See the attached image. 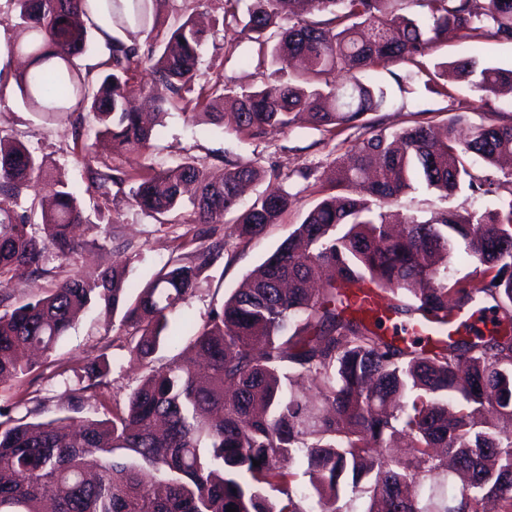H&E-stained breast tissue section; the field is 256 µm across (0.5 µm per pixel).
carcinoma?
Listing matches in <instances>:
<instances>
[{
  "instance_id": "obj_1",
  "label": "carcinoma",
  "mask_w": 512,
  "mask_h": 512,
  "mask_svg": "<svg viewBox=\"0 0 512 512\" xmlns=\"http://www.w3.org/2000/svg\"><path fill=\"white\" fill-rule=\"evenodd\" d=\"M151 0H14L26 38L10 46L29 67L17 78L23 104L46 120L67 119L90 187L104 197L130 182L128 199L160 224L177 221L183 188L200 224L233 216L241 236L278 223L292 195L283 189L240 208L241 189L256 181L255 161H226L211 175L192 160L139 177L96 161L87 137L116 151L146 153L157 132L127 107L133 92L154 110L163 104L202 110L213 119L229 100L237 134L286 129L306 112L331 132L359 126L369 136L334 158L339 194L310 208L301 224L244 287L196 325L179 306L196 289L215 247L195 259L165 264L136 295L117 269L94 279L74 273L19 305L0 296V380L31 371L28 352H50L78 312L94 306L121 314L130 326V357L144 379L104 419H79L111 370L104 354L73 370L90 395L70 413L29 420L0 407V512H349L366 494V512H512V172L493 168L512 156V121L470 125L460 137L448 122L437 136L418 123L397 134L363 118L385 105L380 87L357 73L395 63L419 66L452 31L463 42L512 41V0H421L428 23L401 13L406 0H225L224 23L257 44L271 68L260 84L239 89L224 75L200 86L198 64L208 33L191 18L161 35L150 25ZM323 13L322 21L307 16ZM136 26L154 40L148 54L113 34ZM108 47L100 85L73 68L89 47V31ZM341 74V81L329 79ZM438 93L448 79L463 82L479 102L504 85L512 69L462 57L437 64ZM163 86L158 98L147 85ZM21 143L0 138V285L71 263L74 224L88 218L68 182ZM50 199L22 206L34 179ZM421 180L447 198L465 187L497 201L484 210L440 209L427 221L399 220L392 210ZM474 274L452 279L458 251ZM375 288L386 310L438 335L430 347L396 343L380 324L355 314L352 289ZM189 342L194 357L155 367L160 344ZM298 373L309 399L286 388ZM408 439L406 455L383 453L388 438ZM260 465L253 466V461ZM462 483L440 491L448 462ZM308 476L295 485L296 469Z\"/></svg>"
}]
</instances>
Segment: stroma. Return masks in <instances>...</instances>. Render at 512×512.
<instances>
[{"label": "stroma", "instance_id": "35a3bbf8", "mask_svg": "<svg viewBox=\"0 0 512 512\" xmlns=\"http://www.w3.org/2000/svg\"><path fill=\"white\" fill-rule=\"evenodd\" d=\"M224 7L225 0H155L154 13L159 29L164 31L170 30L177 19L192 16L213 32V39L202 49L198 83H205L218 70L237 85L259 83L257 46L244 39L238 29L224 25ZM24 37L15 25L12 0H0V136L22 141L44 157L47 165L58 168L77 192L90 220L97 213H104V223L94 226L89 221L74 230L81 245L80 272L95 276L119 264L125 269L127 283L139 286L171 258H187L200 247L222 243L221 254L202 272L194 293L180 307L182 314L198 323L207 320L212 308L239 288L301 223L306 212L328 196L333 159L344 154L361 135L360 129L345 127L331 135L303 119L288 129L239 135L210 124L204 115L166 107L151 153L116 154L109 145L99 142L92 148L94 156L133 176L143 174L150 166L177 167L188 157L216 175L223 173L226 160H254L264 176L244 193L242 203L250 204L259 193L279 186L291 193L292 203L279 223L253 238L238 236L229 220L222 224L196 223L189 206L181 210L177 223L161 224L125 196L107 199L94 192L84 167L72 155L71 124L64 119L43 120L24 106L15 83V74L24 61L8 51L12 43ZM469 55L497 67L512 68V42L482 40L466 45L451 38L438 44L422 67L396 63L360 72L363 82L384 89L387 96L382 111L369 113L368 121L390 132L417 122L442 126L464 112L471 121H482L483 113L471 109L474 94L467 87L453 84L448 93L439 94L430 80L435 63ZM485 204V199L471 195L465 188L445 200L420 183L402 195L395 208L403 216L425 221L440 208L462 212ZM102 238L108 241L103 248L97 245ZM69 273L68 265L53 261L47 273L13 278L0 289L10 295L12 303L19 304L53 288ZM128 335V327L112 324L97 308L86 309L56 348L39 358L31 373L0 384V406L42 399L46 405L39 420L56 417L67 411L74 396L61 383L60 372L82 367L102 352L108 354L112 365L101 393L107 405L124 401L144 374L143 368L129 359Z\"/></svg>", "mask_w": 512, "mask_h": 512}]
</instances>
